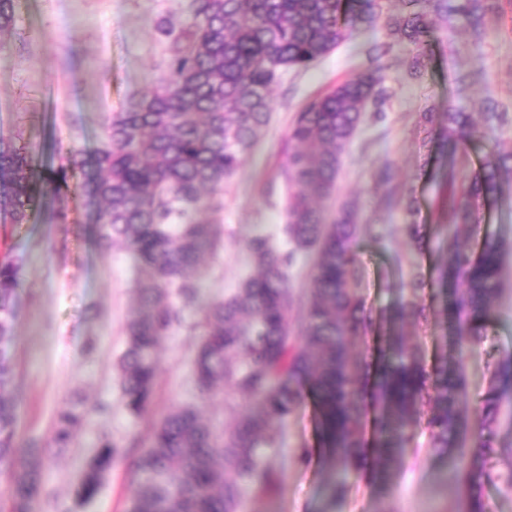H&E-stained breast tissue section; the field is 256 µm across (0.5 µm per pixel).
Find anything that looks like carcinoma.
<instances>
[{"label":"carcinoma","mask_w":512,"mask_h":512,"mask_svg":"<svg viewBox=\"0 0 512 512\" xmlns=\"http://www.w3.org/2000/svg\"><path fill=\"white\" fill-rule=\"evenodd\" d=\"M398 14L383 17L384 0H187L188 22L180 30L164 19L156 31L171 41L167 73L122 112L105 120L104 143L94 155L89 185L100 210L96 239L103 251L123 244L149 275L136 283L140 309L125 327V349L117 382L128 412L139 418L151 405L160 359L158 345L185 323L200 318L190 379L198 397L210 401L230 389L246 395L253 409L217 433L190 405L171 408L155 421L134 460L136 488L128 512H242L245 497L266 493L277 482L272 457L283 428L308 386L317 400L324 447L330 457L335 497L373 459L374 479L385 485L418 431L430 447L465 463L468 474L492 480L488 458L512 456L495 443L494 424L502 403L512 400V357L495 373L483 400L477 451L452 442L466 425L468 399L457 357L446 352L426 368L422 351L408 347L395 327L409 316H425L419 303L425 282L412 272L410 298L393 310L394 331L385 339L372 400L373 438L361 383L370 375L365 355L350 353L348 341L366 338L372 309L357 293L361 272L355 244L356 213L342 204L326 217L325 203L336 192L341 156L362 115L376 101L383 80L375 69L341 82L309 101L288 131L283 233L286 244L268 233L250 239L253 271L235 292L200 304L201 276L191 275L203 253L222 245L221 225L199 218L222 208L219 193L252 154L271 112V91L289 69H306L336 46L385 20L387 35L426 46L427 7L448 17V25H478L494 9L488 0H399ZM14 0H0V35L13 22ZM494 129L505 121L492 99L483 106ZM465 112L448 113V145L455 150L479 137ZM84 165L72 150L67 165L47 177L31 166L29 147L0 140V214L11 224L27 222L28 211L48 191L68 186V171ZM512 174V152H493L454 205L455 224L437 287L457 342L478 340L474 330L494 312L502 292V257L512 244L484 241L475 254L460 240L459 227L473 219L474 206L500 192L503 172ZM409 244L422 249L424 225H401ZM312 262L305 303L292 315L288 272L298 259ZM18 268L0 262V466L10 472V512H30L45 461L20 445L15 405L6 397L14 377L8 353L15 325ZM87 410L70 401L57 413L50 444L70 447ZM124 456L107 437L80 481L78 494L90 500L103 475Z\"/></svg>","instance_id":"obj_1"}]
</instances>
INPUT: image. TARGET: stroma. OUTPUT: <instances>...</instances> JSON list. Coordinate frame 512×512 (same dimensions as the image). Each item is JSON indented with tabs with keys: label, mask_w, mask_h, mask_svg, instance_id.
I'll return each mask as SVG.
<instances>
[{
	"label": "stroma",
	"mask_w": 512,
	"mask_h": 512,
	"mask_svg": "<svg viewBox=\"0 0 512 512\" xmlns=\"http://www.w3.org/2000/svg\"><path fill=\"white\" fill-rule=\"evenodd\" d=\"M185 0H14V25L0 38V139L31 146L36 170L47 174L64 164L69 151L91 153L103 140L106 116L124 110L151 88L166 69L169 42L155 30L158 20L173 27L186 23ZM387 40L384 26L340 44L305 70H291L272 92V115L247 161L224 182L223 207L211 214L223 229L224 247L206 257L200 281L203 302L232 293L251 268L246 249L258 232L279 235L284 222L283 181L278 168L285 156L288 129L312 97L357 74L381 67L383 102L369 109L341 159L334 201L329 209L354 202L360 223L375 225L379 239L360 234L359 295L382 314L407 299L411 270L423 274L422 319H407L403 334L426 360L443 349L444 319L437 296V269L446 254L444 228L451 222L453 195L478 169L492 146L512 151V0H496L483 19L481 36L468 28L449 30L448 20L433 16L423 66L409 76L408 61L417 47L391 44L380 59L365 52L367 43ZM491 98L507 112L495 142H468L453 159L425 165L422 116L435 126L447 123L448 111L470 113L481 123L480 102ZM390 180H380L381 172ZM89 168L69 174V187L47 195L23 224L0 223V257L19 263V288L10 352L15 368L11 398L21 443L42 449L48 468L32 512H126L134 492L132 461H119L106 473L98 495H76L77 484L98 450L101 435L128 445L145 438L152 421L174 406L193 405L204 417L231 425L247 409L244 396L230 392L204 401L188 373L198 338L183 326L166 336L161 369L149 412L134 418L119 390L114 364L125 346V325L137 307L135 285L146 273L122 246L101 252L94 244L95 206L76 194ZM417 199V223L425 227L426 245L405 243L398 227L405 223L407 195ZM65 210L67 220L52 215ZM464 235L472 247L485 240L512 243V178L502 181L493 205H477ZM503 291L480 341L462 343L456 354L466 379L470 433L480 426L483 397L499 363L512 355V253L502 266ZM83 397L89 412L74 444L49 447L55 418L65 402ZM108 413H96L98 404ZM278 484L268 494L248 497L245 512H469L461 480L449 477L447 458L416 437L386 489H378L371 471L352 479L343 501L329 489V463L323 453L319 417L305 399L285 427L284 445L273 458ZM487 468L482 500L489 512H512V459L495 456Z\"/></svg>",
	"instance_id": "1"
}]
</instances>
